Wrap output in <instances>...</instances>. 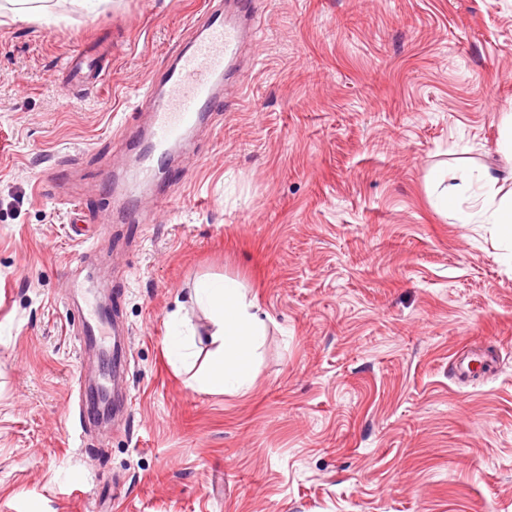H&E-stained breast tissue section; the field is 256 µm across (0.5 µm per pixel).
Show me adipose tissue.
Returning a JSON list of instances; mask_svg holds the SVG:
<instances>
[{"instance_id":"1","label":"adipose tissue","mask_w":512,"mask_h":512,"mask_svg":"<svg viewBox=\"0 0 512 512\" xmlns=\"http://www.w3.org/2000/svg\"><path fill=\"white\" fill-rule=\"evenodd\" d=\"M503 178L511 180L512 170L503 177L486 169L463 170L456 185L441 193L440 205L446 210L455 208L459 194L483 189L478 207L464 215V223L494 225L500 237L512 241V197L500 200L492 191ZM193 299L207 313V336L215 347L209 369L195 378L196 387L203 392L249 390L252 358L266 328L255 301L238 281L228 277L197 282Z\"/></svg>"}]
</instances>
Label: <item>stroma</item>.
Masks as SVG:
<instances>
[{"instance_id":"obj_1","label":"stroma","mask_w":512,"mask_h":512,"mask_svg":"<svg viewBox=\"0 0 512 512\" xmlns=\"http://www.w3.org/2000/svg\"><path fill=\"white\" fill-rule=\"evenodd\" d=\"M258 7L238 93L137 222L111 181L135 179L138 97L205 0L0 12V512H512V264L435 207L461 166L512 168V0ZM91 51L106 80L68 86ZM90 271L117 284L102 424L80 413ZM224 277L266 322L244 395L168 355L177 312L206 365L192 291ZM463 356L488 364L462 381Z\"/></svg>"}]
</instances>
